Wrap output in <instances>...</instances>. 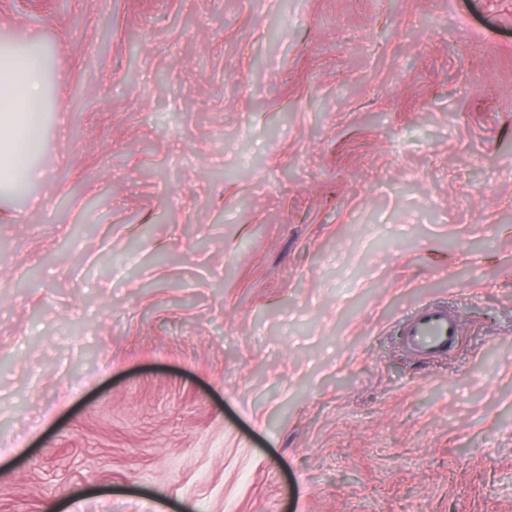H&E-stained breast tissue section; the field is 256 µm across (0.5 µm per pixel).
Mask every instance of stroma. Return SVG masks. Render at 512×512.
<instances>
[{"label": "stroma", "instance_id": "obj_1", "mask_svg": "<svg viewBox=\"0 0 512 512\" xmlns=\"http://www.w3.org/2000/svg\"><path fill=\"white\" fill-rule=\"evenodd\" d=\"M26 37L0 512H512V0H0ZM459 333L458 319L444 308L425 306L413 319L408 336L415 349L425 354L448 352Z\"/></svg>", "mask_w": 512, "mask_h": 512}]
</instances>
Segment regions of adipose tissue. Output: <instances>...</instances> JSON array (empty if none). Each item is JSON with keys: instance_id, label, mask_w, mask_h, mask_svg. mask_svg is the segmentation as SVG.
Segmentation results:
<instances>
[{"instance_id": "1", "label": "adipose tissue", "mask_w": 512, "mask_h": 512, "mask_svg": "<svg viewBox=\"0 0 512 512\" xmlns=\"http://www.w3.org/2000/svg\"><path fill=\"white\" fill-rule=\"evenodd\" d=\"M44 72L38 64L17 67L0 54V168L12 169L25 147L43 139Z\"/></svg>"}]
</instances>
